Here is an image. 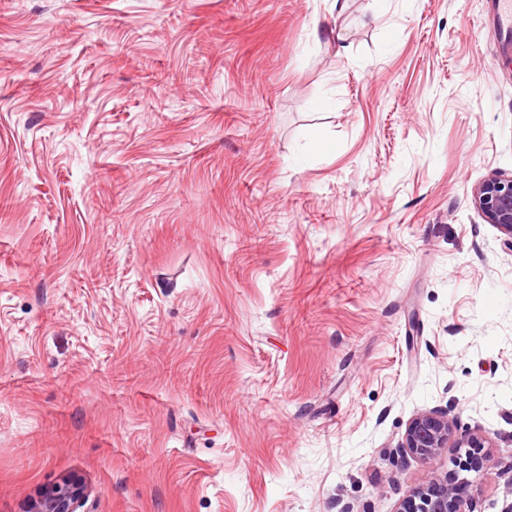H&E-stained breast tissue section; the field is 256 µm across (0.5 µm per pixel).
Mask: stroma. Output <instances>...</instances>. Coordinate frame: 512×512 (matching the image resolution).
<instances>
[{"label":"stroma","instance_id":"obj_1","mask_svg":"<svg viewBox=\"0 0 512 512\" xmlns=\"http://www.w3.org/2000/svg\"><path fill=\"white\" fill-rule=\"evenodd\" d=\"M492 0H0V512L512 505ZM474 209L512 239V175L491 171L471 189ZM402 448L413 457L429 462L445 448H469L456 461L458 472L447 480H436L416 488L402 501L398 512H471L469 484L461 472H478L486 458L485 448H493L491 437L483 433L458 436L448 414L435 411L415 415L408 423ZM465 489V491H464ZM86 498L84 486L65 479L44 491L32 512H78L84 506Z\"/></svg>","mask_w":512,"mask_h":512}]
</instances>
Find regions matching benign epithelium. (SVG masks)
I'll return each instance as SVG.
<instances>
[{
    "label": "benign epithelium",
    "instance_id": "1",
    "mask_svg": "<svg viewBox=\"0 0 512 512\" xmlns=\"http://www.w3.org/2000/svg\"><path fill=\"white\" fill-rule=\"evenodd\" d=\"M474 209L488 224L512 238V175L497 171L487 174L471 189ZM493 447L483 433L457 434L448 415L435 411L415 415L408 423L402 448L413 457L429 462L445 448H464L465 456L456 461L458 472L446 480H436L416 488L402 501L399 512H471L469 484L462 472H478ZM87 495L84 486L65 479L44 491L32 512H78Z\"/></svg>",
    "mask_w": 512,
    "mask_h": 512
}]
</instances>
